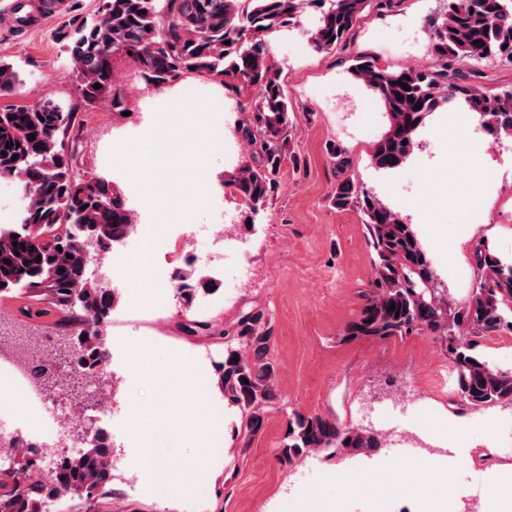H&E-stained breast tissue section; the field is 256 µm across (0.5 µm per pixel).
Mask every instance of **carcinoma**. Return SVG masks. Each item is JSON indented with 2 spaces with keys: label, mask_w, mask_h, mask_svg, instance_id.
Returning a JSON list of instances; mask_svg holds the SVG:
<instances>
[{
  "label": "carcinoma",
  "mask_w": 512,
  "mask_h": 512,
  "mask_svg": "<svg viewBox=\"0 0 512 512\" xmlns=\"http://www.w3.org/2000/svg\"><path fill=\"white\" fill-rule=\"evenodd\" d=\"M103 2L104 8L75 31H56L85 104L95 108L108 102L116 112L125 110V96L107 59L116 52L130 56L158 84L188 74L241 81L254 93L241 137L258 164L241 166L232 183L254 214L275 188L290 125V104L266 38L294 24L308 5L319 12L311 30L313 47L323 52L343 49L367 6L381 11L390 5V0ZM428 27V64L391 70L369 52L352 58L350 73L379 97L388 114V130L371 157L379 169L402 166L419 146L417 134L428 116L451 103L463 104L487 137L512 135V88L490 91L454 78L457 67L471 60L512 62V0H445ZM20 82L11 65L0 63L1 95L11 94ZM96 83L101 88H93ZM405 84L410 90L403 89ZM73 124L74 113L48 99L0 108V177L19 179L25 190L16 221L0 224V297L20 299L18 312L29 320L52 314L63 320L74 308L72 296L79 294L78 335L84 342L80 361L85 368L80 377L86 382L107 355L97 336L111 319L116 296L89 282L79 242L95 235L120 244L135 224L122 195L108 181L101 178L91 185L75 171L73 153L65 145ZM330 158L341 173L351 168L350 156L340 145L330 148ZM331 203L338 211L353 209L362 215L374 254L365 303L345 326L343 337L384 340L429 331L445 346L463 405H512V369L497 367L476 352L480 339L512 330V261L502 260L487 241L479 240L473 249L479 280L468 301L459 305L439 288L427 251L406 218L351 176L336 184ZM34 236L47 237L49 245L31 246ZM178 281L186 303L221 286L191 269L183 270ZM224 336L230 343L217 365L224 399L241 411L243 435L252 436L263 428L264 410L275 397L274 367L268 361L271 330L263 313L249 312ZM332 447L356 453L377 448L379 442L318 414L293 413L288 443L281 449L284 459L291 461L310 448ZM110 482L103 445L92 455H69L50 477L14 479L10 490L0 491V512H41L44 502L67 495L81 512H88L90 499L77 492L85 485L97 488L98 512H107L101 496Z\"/></svg>",
  "instance_id": "1"
}]
</instances>
